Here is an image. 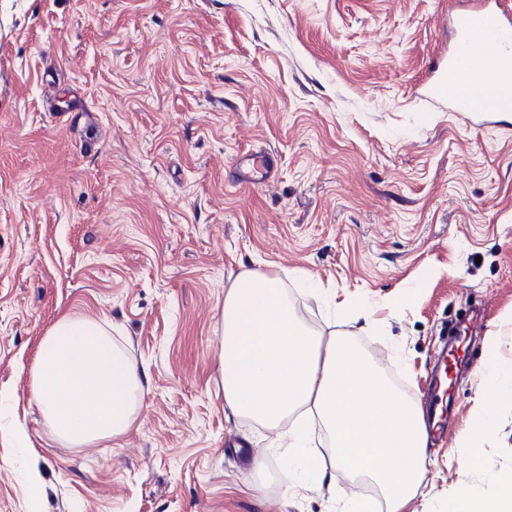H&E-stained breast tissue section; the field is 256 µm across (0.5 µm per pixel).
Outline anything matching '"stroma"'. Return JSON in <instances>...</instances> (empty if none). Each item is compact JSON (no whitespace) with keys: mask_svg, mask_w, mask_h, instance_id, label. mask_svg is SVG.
<instances>
[{"mask_svg":"<svg viewBox=\"0 0 512 512\" xmlns=\"http://www.w3.org/2000/svg\"><path fill=\"white\" fill-rule=\"evenodd\" d=\"M478 4L0 0V512H29L34 478L42 512H334L354 495L335 468L294 489L278 431L224 407L222 305L245 270L279 275L310 328L350 336L415 401L443 328L479 311L406 512L512 474V396L478 465L458 451L488 357L512 360V112H452L428 86ZM260 149L271 181L236 180ZM66 313L107 322L149 377L120 447L61 446L32 397Z\"/></svg>","mask_w":512,"mask_h":512,"instance_id":"35a3bbf8","label":"stroma"}]
</instances>
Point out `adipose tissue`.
Segmentation results:
<instances>
[{
	"label": "adipose tissue",
	"mask_w": 512,
	"mask_h": 512,
	"mask_svg": "<svg viewBox=\"0 0 512 512\" xmlns=\"http://www.w3.org/2000/svg\"><path fill=\"white\" fill-rule=\"evenodd\" d=\"M220 349L225 405L280 431L285 464L299 482L319 483L327 475L300 413L308 407L323 417L337 467L371 478L389 512H405L420 494L428 460L421 408L348 337L325 338L305 324L280 278L244 271L233 279L224 293ZM147 382L101 321L68 314L40 340L32 392L57 442L78 448L124 437ZM484 382V412L459 439L471 462L479 439L493 428L499 400L512 394V362L491 360ZM449 509L512 512V479L500 478L490 495L477 486L454 488Z\"/></svg>",
	"instance_id": "1"
}]
</instances>
